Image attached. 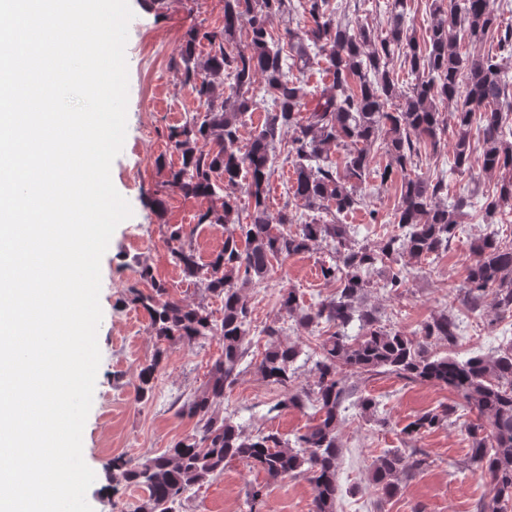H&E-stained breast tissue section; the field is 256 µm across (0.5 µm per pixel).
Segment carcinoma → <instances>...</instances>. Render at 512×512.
<instances>
[{
    "label": "carcinoma",
    "instance_id": "cac0c4a2",
    "mask_svg": "<svg viewBox=\"0 0 512 512\" xmlns=\"http://www.w3.org/2000/svg\"><path fill=\"white\" fill-rule=\"evenodd\" d=\"M406 0H391L387 29L377 34L365 27L336 20L331 0H224L220 30L192 29L186 44L173 58L172 68L192 86L203 110L195 112L168 136L180 166L170 167L166 186L185 197L216 199L198 216L200 224H232L224 247L207 264L198 263L183 226H167L171 263L198 279L202 293L222 298L223 315L217 319L205 299L185 303L152 285L146 293L128 287L130 302L145 310L158 346L149 364L141 368L137 385L145 401L155 374L173 345L200 346L216 340L220 353L209 364L204 387L176 411L195 420L190 433L162 454L132 462L113 463V482L146 490L142 502L127 512H177L183 496L224 471V462L240 459L271 478L304 476L313 488L312 512H336L337 464L342 452L339 426L347 405L376 415L380 402L362 393L360 385L377 375H395L408 382H430L452 391L457 401L416 416L402 433L414 440L442 428L472 411L477 422L466 425L471 439L468 466L489 478L492 495L480 500L477 512H501L512 500V338L492 353L479 349L458 356L461 322L441 311L407 334L381 323L378 311L365 304L373 283L398 291L407 287L410 270L405 258L427 259L448 249L459 236L463 217L482 196L478 216L486 226L512 210V101L497 55L469 56L461 42L497 40L500 52L512 55V29L502 28L490 0H432L430 23L423 41L405 25ZM304 19L303 29L287 25L274 36L271 17ZM245 34H240L242 22ZM208 42L210 52L195 56V43ZM404 57L414 81L407 88L390 67L394 56ZM324 64L332 81L312 99L301 116L307 97L304 74ZM261 77L262 101L271 108L261 127L242 143L243 117L258 108L253 94ZM229 80L230 93L222 90ZM463 98L454 113L455 142L448 162L450 173L460 175L472 165V126L481 134L477 159L483 172L497 176L493 190L479 194L463 187L448 196V183L412 174L421 147H437L444 132L438 103ZM401 103H395V100ZM292 133L288 157L295 179L293 198L313 212L303 219L285 209L276 218L267 211L276 143ZM331 145L347 151L343 167L327 154ZM389 162L372 170L374 155ZM384 185L397 181L393 231L379 240L358 239V232L342 216L365 205L358 193L370 176ZM226 187L243 189L248 198V221L242 222L238 197ZM324 243L330 262L321 275L336 285V293L303 308L292 288L279 290L281 310L305 329L325 327L314 355L301 357V348L281 340L282 327L273 320L262 333L267 348L256 369L282 391L271 406L317 407L316 423L294 439L277 433L253 434L221 415L216 405L246 368L249 353V304L245 289L263 283L274 266L286 258ZM473 259L463 292L468 311H481L487 293L495 309L512 315V242L496 231L472 244ZM443 344L448 352L434 347ZM311 365L313 380L296 383L299 371ZM423 460L407 463L399 450H386L373 466L372 480L386 495L396 492L401 477L421 468Z\"/></svg>",
    "mask_w": 512,
    "mask_h": 512
}]
</instances>
